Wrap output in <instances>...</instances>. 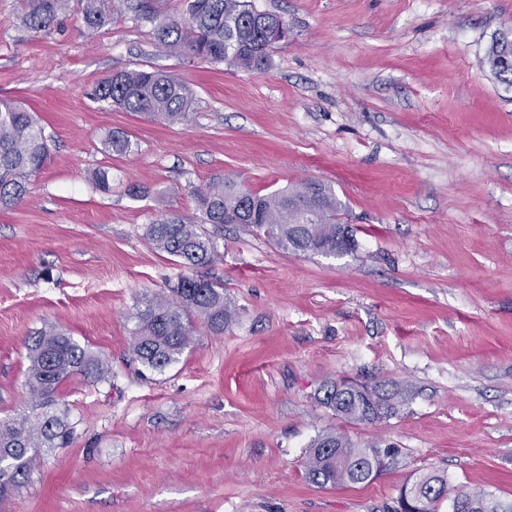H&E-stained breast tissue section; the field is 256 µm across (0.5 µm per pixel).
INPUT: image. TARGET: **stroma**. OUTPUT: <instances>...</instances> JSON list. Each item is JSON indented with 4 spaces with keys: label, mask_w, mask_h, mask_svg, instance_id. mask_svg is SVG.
<instances>
[{
    "label": "stroma",
    "mask_w": 512,
    "mask_h": 512,
    "mask_svg": "<svg viewBox=\"0 0 512 512\" xmlns=\"http://www.w3.org/2000/svg\"><path fill=\"white\" fill-rule=\"evenodd\" d=\"M252 2L288 25L261 71L164 51L125 0L93 35L74 14L33 31L20 0H0V100L52 137L29 196L0 211V418L31 412L25 343L44 326L110 368L62 385L73 439L0 512H392L430 470L512 500V87L481 64L512 0ZM134 69L187 81L190 120L94 100ZM113 132L129 152L105 150ZM223 178L263 194L321 181L357 247L294 254L210 228L222 259L202 275L223 281L233 319L151 372L130 315L190 270L147 227L194 217L195 191ZM342 378L391 379L410 400L347 423L316 398ZM333 430L402 453L371 482L322 488L304 462Z\"/></svg>",
    "instance_id": "obj_1"
}]
</instances>
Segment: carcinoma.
<instances>
[{
  "label": "carcinoma",
  "instance_id": "carcinoma-1",
  "mask_svg": "<svg viewBox=\"0 0 512 512\" xmlns=\"http://www.w3.org/2000/svg\"><path fill=\"white\" fill-rule=\"evenodd\" d=\"M86 28L95 33L112 20L114 0H79ZM70 0H21L23 20L34 31L69 10ZM140 12L153 24L157 44L167 52L247 70L268 65L274 46L265 36L262 11L250 0H187L188 18L181 20L151 8ZM483 64L500 83L512 87V30L497 34ZM94 97L152 122L174 125L189 120L193 93L182 78L156 70L113 73L98 82ZM105 148L117 155L130 151L128 136L108 135ZM48 158V137L32 113L11 102L0 104V210L11 209L29 190L30 178ZM196 217L159 219L148 226L154 248L192 269L214 265L220 254L205 224H244L284 251L315 254L356 247L349 226L336 225L341 204L323 183L305 180L270 194L252 193L231 180L213 181L195 194ZM233 311L224 302V283L185 276L170 287V296L144 298L132 314L135 328L130 348L144 367L162 372L179 361L200 322L213 334L224 332ZM26 385L36 415L0 419V497L23 483L42 452L65 445L71 437L68 410L58 392L74 375L99 380L108 364L55 326L28 338ZM318 402L346 422L374 423L399 413L407 390L397 382L373 384L342 379L320 389ZM398 448H359L340 432L318 435L306 455V476L321 486L367 483L391 468ZM393 512H512V500L490 494L458 492L448 496V475L430 472L405 484Z\"/></svg>",
  "mask_w": 512,
  "mask_h": 512
}]
</instances>
